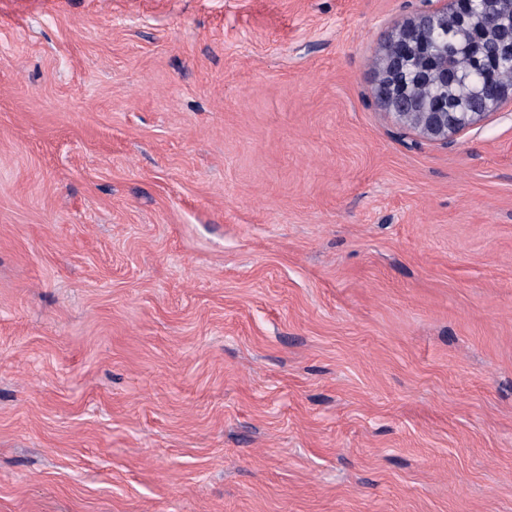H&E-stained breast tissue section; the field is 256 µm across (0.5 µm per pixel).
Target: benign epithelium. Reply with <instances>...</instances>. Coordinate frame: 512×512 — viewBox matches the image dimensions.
<instances>
[{
    "mask_svg": "<svg viewBox=\"0 0 512 512\" xmlns=\"http://www.w3.org/2000/svg\"><path fill=\"white\" fill-rule=\"evenodd\" d=\"M466 17L477 20L479 29L509 45V57L512 58V0H495L493 10L489 0H443L442 8L420 13L397 26L380 59L378 80L373 89L375 98L398 124L430 140L447 142L480 124L503 105L512 104V83L497 81L486 67L473 79L469 93L472 105L466 112L448 111L447 102L441 99L425 103L410 97L393 81V73L410 62L418 76L430 69L448 71L447 59L426 55L412 60L406 55L405 47L435 30L449 35L456 21Z\"/></svg>",
    "mask_w": 512,
    "mask_h": 512,
    "instance_id": "1",
    "label": "benign epithelium"
}]
</instances>
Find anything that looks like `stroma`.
I'll list each match as a JSON object with an SVG mask.
<instances>
[{
  "mask_svg": "<svg viewBox=\"0 0 512 512\" xmlns=\"http://www.w3.org/2000/svg\"><path fill=\"white\" fill-rule=\"evenodd\" d=\"M423 0H0V512H512V106L372 88Z\"/></svg>",
  "mask_w": 512,
  "mask_h": 512,
  "instance_id": "1",
  "label": "stroma"
}]
</instances>
